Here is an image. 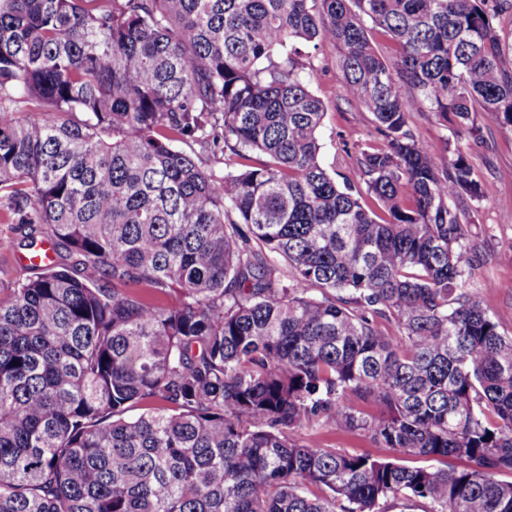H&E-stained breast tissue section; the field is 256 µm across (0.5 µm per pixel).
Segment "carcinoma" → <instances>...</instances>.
<instances>
[{"label": "carcinoma", "instance_id": "obj_1", "mask_svg": "<svg viewBox=\"0 0 512 512\" xmlns=\"http://www.w3.org/2000/svg\"><path fill=\"white\" fill-rule=\"evenodd\" d=\"M505 11L0 0V210L53 246L0 292V512H512V336L464 288L492 190L409 122L512 127ZM323 43L382 138L356 182L320 163ZM301 438L311 443H322L329 448H335L336 451L350 454L372 453L374 455H389L384 448H376L360 432H337L324 428L313 427L304 429Z\"/></svg>", "mask_w": 512, "mask_h": 512}]
</instances>
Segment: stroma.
I'll use <instances>...</instances> for the list:
<instances>
[{"instance_id": "35a3bbf8", "label": "stroma", "mask_w": 512, "mask_h": 512, "mask_svg": "<svg viewBox=\"0 0 512 512\" xmlns=\"http://www.w3.org/2000/svg\"><path fill=\"white\" fill-rule=\"evenodd\" d=\"M300 51L315 71L312 89L325 108L321 164L337 178L358 179V147L376 138L372 116L345 104L338 52L333 45L325 43L316 49L304 45ZM481 137L477 147L471 145L468 133H461L458 139L475 173L494 186L493 195L481 201L473 214L469 240L473 270L466 286L497 323L499 332L512 336V128L485 126ZM27 255L18 225L7 223L0 215V289L11 287L15 271ZM302 437L350 454L375 450L359 432L315 427L303 430Z\"/></svg>"}]
</instances>
